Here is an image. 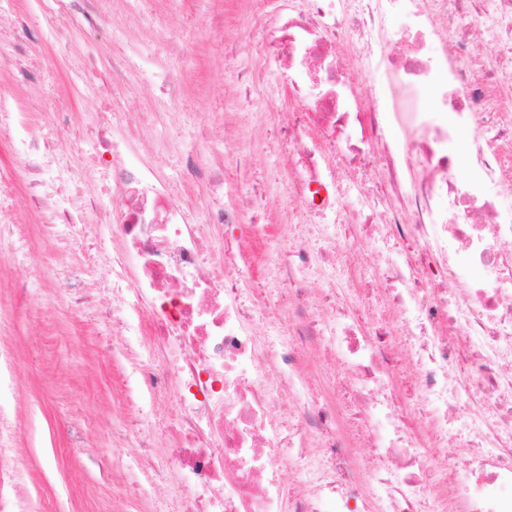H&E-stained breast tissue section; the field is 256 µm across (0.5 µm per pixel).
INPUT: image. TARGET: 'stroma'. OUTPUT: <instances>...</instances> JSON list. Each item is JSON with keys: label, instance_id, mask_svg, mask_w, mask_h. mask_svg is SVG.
I'll return each mask as SVG.
<instances>
[{"label": "stroma", "instance_id": "1", "mask_svg": "<svg viewBox=\"0 0 512 512\" xmlns=\"http://www.w3.org/2000/svg\"><path fill=\"white\" fill-rule=\"evenodd\" d=\"M282 0H113L100 26L87 30L76 0H0V90L9 99L0 119V167L12 174L0 198V339L15 353L14 398L7 408L26 493L50 512H172L174 482L154 490L146 481L171 473L159 432L140 423L142 398L126 372L135 362L162 359L153 345L116 350L112 320L100 299L112 286L107 262L121 241L98 224H65L60 210L80 208L104 180L94 163L92 128L99 114L120 113L115 135L129 134L134 157L191 201L220 206L203 176L224 166V187L265 188L263 222L250 252L262 262L266 231L288 221V154L276 125L291 104L278 70L258 48L264 26ZM166 18L193 63L176 96L160 90L168 56L152 34ZM132 65L131 82L113 81L112 66ZM53 145L46 183L81 185L82 196L58 197L55 209L36 203L28 186L31 159L16 157L19 134ZM82 137L81 151L72 141ZM194 161L201 175L187 176ZM312 393L331 404L352 444L362 433L344 388L339 361L307 362ZM129 432L122 455L112 448Z\"/></svg>", "mask_w": 512, "mask_h": 512}]
</instances>
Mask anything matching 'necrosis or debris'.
<instances>
[{"instance_id":"obj_1","label":"necrosis or debris","mask_w":512,"mask_h":512,"mask_svg":"<svg viewBox=\"0 0 512 512\" xmlns=\"http://www.w3.org/2000/svg\"><path fill=\"white\" fill-rule=\"evenodd\" d=\"M486 31L495 63L479 72ZM347 45L361 77L341 59ZM262 53L297 106L280 131L293 168L288 221L307 225L306 236L278 233L270 257L252 263L241 217L260 212L262 192L194 209L116 136L99 149L110 197L84 216L124 242L110 305L126 344L145 331L167 353L131 383L155 396L176 390L183 416L161 429L181 490L174 512H512V114L493 110L489 95L512 90V0H284ZM380 71L387 110L359 89ZM378 166L373 195L391 208L339 199L341 184ZM341 203L356 228L349 241L330 231ZM394 239L415 245L417 259L386 260L372 277L408 339L402 370L388 330L361 322L356 298L331 277L353 249L385 251ZM268 279L286 292L282 342L256 333L275 324L277 301L243 297ZM326 332L349 368L365 458L310 391L303 360ZM402 373L424 397L418 429L398 406ZM430 440L466 449L467 466L453 452L435 467ZM284 468L300 485L290 496ZM0 512H39L21 493L14 449L2 447Z\"/></svg>"}]
</instances>
